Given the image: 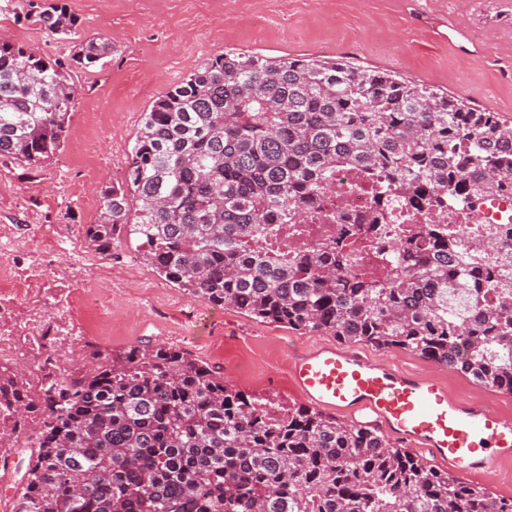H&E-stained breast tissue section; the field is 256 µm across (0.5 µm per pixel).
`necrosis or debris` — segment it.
<instances>
[{
  "instance_id": "4bbe7bcc",
  "label": "necrosis or debris",
  "mask_w": 512,
  "mask_h": 512,
  "mask_svg": "<svg viewBox=\"0 0 512 512\" xmlns=\"http://www.w3.org/2000/svg\"><path fill=\"white\" fill-rule=\"evenodd\" d=\"M331 194L314 198L308 207V233L287 236L282 244L292 252H306L335 244L342 228H349L350 241L358 246L355 269L365 276L378 275L383 256L395 240L399 228L410 224L447 226L464 245H472L489 235L493 224L512 223V199L498 202L487 211L446 206L436 213L418 210L409 200L393 203L379 192V179L354 169H338ZM44 246L40 252L23 255L19 243L0 247V359L16 354V339L51 336L77 343L85 312L102 311L106 294L96 289L84 292L81 305L65 304L56 323L46 326L41 314L43 293L68 281L66 269H54L58 255V234L54 225L42 227Z\"/></svg>"
}]
</instances>
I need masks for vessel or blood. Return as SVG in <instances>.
I'll use <instances>...</instances> for the list:
<instances>
[{
  "label": "vessel or blood",
  "mask_w": 512,
  "mask_h": 512,
  "mask_svg": "<svg viewBox=\"0 0 512 512\" xmlns=\"http://www.w3.org/2000/svg\"><path fill=\"white\" fill-rule=\"evenodd\" d=\"M289 370L310 405L378 427L458 475L477 476L512 459V418L455 397L399 362L325 344L297 355Z\"/></svg>",
  "instance_id": "b4317fda"
}]
</instances>
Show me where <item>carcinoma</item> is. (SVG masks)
Wrapping results in <instances>:
<instances>
[{
    "label": "carcinoma",
    "instance_id": "obj_1",
    "mask_svg": "<svg viewBox=\"0 0 512 512\" xmlns=\"http://www.w3.org/2000/svg\"><path fill=\"white\" fill-rule=\"evenodd\" d=\"M24 6L26 20L78 40L64 61L0 38V159L39 171L63 150L74 67L102 66L114 47L79 39L62 0ZM348 166L423 207H474L512 188V124L376 68L224 51L153 100L85 238L104 256L133 240L166 281L255 320L413 352L512 394V274L479 269L488 250L512 265V223L470 249L432 225L413 250L401 229L384 282L349 272L353 247L258 253L279 234L267 210L304 223L306 203ZM27 424L11 512H512V498L377 428L264 401L167 346L97 350L36 399L0 369L3 462Z\"/></svg>",
    "mask_w": 512,
    "mask_h": 512
}]
</instances>
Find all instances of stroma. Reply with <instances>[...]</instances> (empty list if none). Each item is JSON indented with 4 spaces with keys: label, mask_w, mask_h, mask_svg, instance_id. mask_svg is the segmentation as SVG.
Returning a JSON list of instances; mask_svg holds the SVG:
<instances>
[{
    "label": "stroma",
    "mask_w": 512,
    "mask_h": 512,
    "mask_svg": "<svg viewBox=\"0 0 512 512\" xmlns=\"http://www.w3.org/2000/svg\"><path fill=\"white\" fill-rule=\"evenodd\" d=\"M84 38L103 35L116 48L104 66L75 71L78 96L68 145L38 173L0 162V224H53L82 238L101 209L97 189L118 177L153 100L210 56L249 50L269 57L342 59L373 66L499 113L512 122V27L493 20L512 0H494L469 15L462 0H162L160 11L132 0H64ZM18 0H0V31L53 58L73 42L19 16ZM468 19L470 43L443 37L449 17ZM383 33L384 44L373 40ZM112 268L111 304L86 326L78 349L57 346L66 367L83 370L89 351L119 352L153 343L190 352L240 390L283 405H301L289 379L291 356L323 333L260 322L210 304L165 281L125 246L105 257ZM369 356L395 360L445 384L456 396L483 400L512 417V396L419 355L363 344Z\"/></svg>",
    "instance_id": "obj_1"
}]
</instances>
